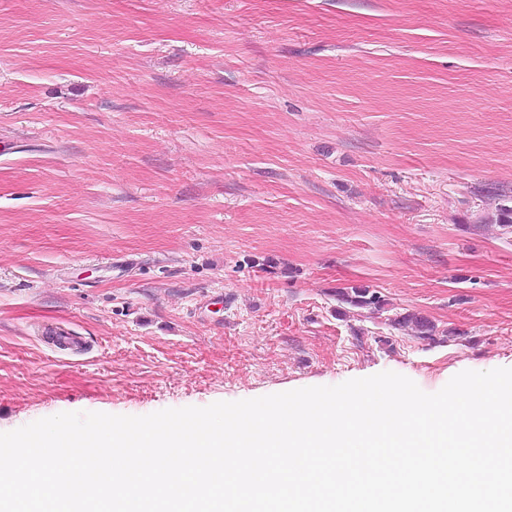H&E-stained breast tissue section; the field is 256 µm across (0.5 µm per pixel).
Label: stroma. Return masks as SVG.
<instances>
[{"instance_id": "obj_1", "label": "stroma", "mask_w": 512, "mask_h": 512, "mask_svg": "<svg viewBox=\"0 0 512 512\" xmlns=\"http://www.w3.org/2000/svg\"><path fill=\"white\" fill-rule=\"evenodd\" d=\"M507 196L512 0H0V432L512 368ZM336 300L356 308L373 307L376 311L384 310L387 305L379 291L363 285L337 290ZM391 324L395 327L411 326L416 336L423 339H433L435 335V324L427 317L414 312H405L396 315L391 319Z\"/></svg>"}]
</instances>
